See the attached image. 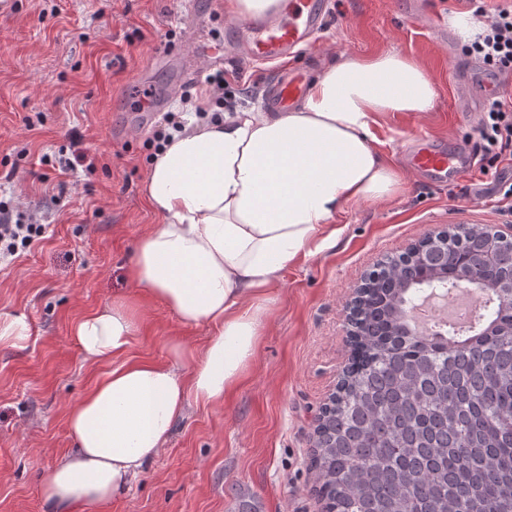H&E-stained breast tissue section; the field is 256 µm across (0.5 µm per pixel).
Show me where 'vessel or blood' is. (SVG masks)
<instances>
[{
	"mask_svg": "<svg viewBox=\"0 0 512 512\" xmlns=\"http://www.w3.org/2000/svg\"><path fill=\"white\" fill-rule=\"evenodd\" d=\"M329 16L327 0H287L284 8L261 19L236 20V38L223 50L207 45L197 19H190L186 28V53L188 64L181 79L193 80L194 73L203 60H212L216 66L239 57L255 61L279 58L311 41L322 29ZM310 75L295 68L285 73L277 82L270 105L274 111L285 112L305 94ZM412 167L420 173H452L460 176L468 164L455 152L436 150L427 146L418 148L411 156Z\"/></svg>",
	"mask_w": 512,
	"mask_h": 512,
	"instance_id": "1",
	"label": "vessel or blood"
}]
</instances>
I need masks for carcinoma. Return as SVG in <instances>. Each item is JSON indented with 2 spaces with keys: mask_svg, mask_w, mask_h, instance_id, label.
Instances as JSON below:
<instances>
[{
  "mask_svg": "<svg viewBox=\"0 0 512 512\" xmlns=\"http://www.w3.org/2000/svg\"><path fill=\"white\" fill-rule=\"evenodd\" d=\"M490 229L472 225L444 269L406 275L385 259L363 282L348 363L314 430L311 467L325 512H512V241L488 265ZM502 286L463 341L406 318L459 274Z\"/></svg>",
  "mask_w": 512,
  "mask_h": 512,
  "instance_id": "cac0c4a2",
  "label": "carcinoma"
}]
</instances>
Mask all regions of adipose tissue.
<instances>
[{
	"label": "adipose tissue",
	"mask_w": 512,
	"mask_h": 512,
	"mask_svg": "<svg viewBox=\"0 0 512 512\" xmlns=\"http://www.w3.org/2000/svg\"><path fill=\"white\" fill-rule=\"evenodd\" d=\"M436 87L397 53L325 66L294 112H228L193 120L153 160L144 184L161 218L139 238L134 287L181 322L213 328L198 352L130 359L132 313L115 302L73 327L85 359L105 367L67 415L72 450L43 495L55 512H86L127 492L156 459L190 401L223 402L253 359L268 291L299 258L336 243L337 213L386 202L403 182L372 145L385 112H426Z\"/></svg>",
	"instance_id": "obj_1"
}]
</instances>
